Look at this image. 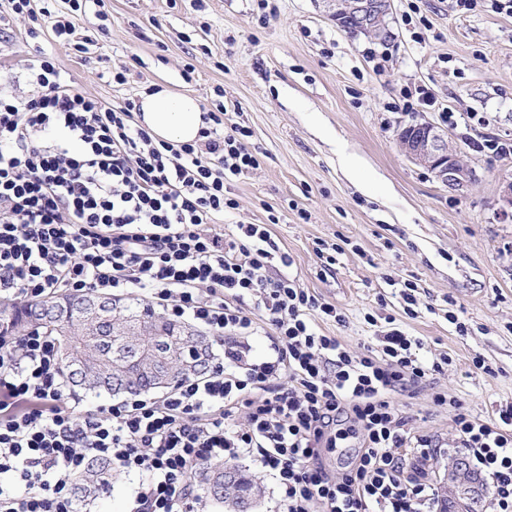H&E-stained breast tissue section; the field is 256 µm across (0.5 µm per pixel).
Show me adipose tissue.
Returning a JSON list of instances; mask_svg holds the SVG:
<instances>
[{
    "instance_id": "adipose-tissue-1",
    "label": "adipose tissue",
    "mask_w": 512,
    "mask_h": 512,
    "mask_svg": "<svg viewBox=\"0 0 512 512\" xmlns=\"http://www.w3.org/2000/svg\"><path fill=\"white\" fill-rule=\"evenodd\" d=\"M140 123L158 140L191 143L203 125V113L195 97L167 89L145 93L140 100Z\"/></svg>"
}]
</instances>
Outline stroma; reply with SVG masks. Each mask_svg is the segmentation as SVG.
Returning a JSON list of instances; mask_svg holds the SVG:
<instances>
[{"instance_id": "stroma-1", "label": "stroma", "mask_w": 512, "mask_h": 512, "mask_svg": "<svg viewBox=\"0 0 512 512\" xmlns=\"http://www.w3.org/2000/svg\"><path fill=\"white\" fill-rule=\"evenodd\" d=\"M68 14L88 60L57 43L51 21L0 16V92L25 101L36 93L25 60L54 56L74 89L119 107L157 84L198 98H222L227 125L247 127L259 168L233 177L239 207L218 216L271 226L292 260L286 272L336 305L345 325L317 321L355 352L374 343L387 317L423 340L426 360L451 357L433 385L417 389L415 431L441 445L425 480L437 486L456 459L453 424L433 406V388L481 417L512 400V213L499 202L512 180V156L491 141L512 143V15L454 0H394V41L352 36L316 0H102ZM35 27L30 39L24 30ZM120 71L123 83L99 78ZM427 87L434 107L403 108V93ZM451 109L452 122L442 111ZM446 125L476 172L464 191L448 190L400 151L396 131L410 117ZM320 241L343 245L329 273ZM416 283V317L407 318L392 281ZM466 325L458 331L448 320ZM484 358L490 373L474 369Z\"/></svg>"}]
</instances>
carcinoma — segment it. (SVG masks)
<instances>
[{"label": "carcinoma", "instance_id": "carcinoma-1", "mask_svg": "<svg viewBox=\"0 0 512 512\" xmlns=\"http://www.w3.org/2000/svg\"><path fill=\"white\" fill-rule=\"evenodd\" d=\"M102 295L90 291L81 295L60 293L40 299L12 301L8 307L0 306V357H12L18 350V339L28 331L39 330L56 342V355L65 386L77 388L85 394L112 396L149 393L156 389L174 388L189 376L201 374L213 352V341L207 336L184 335L186 324L172 322L155 310L130 300L112 299L120 310L112 316V325L87 323L81 320L83 307ZM58 299L68 301L67 310L57 313L49 303ZM66 317L69 326L60 325L58 319ZM150 324L156 332V345L161 351L169 372L157 374L142 370L137 363L142 336L140 327ZM224 463H205L197 468L193 482L206 496L236 512L240 506L238 492H248L251 507H256L262 487L246 469L233 466L238 480L224 485ZM116 473L112 461L92 457L69 477L78 503L86 506L90 501L112 490Z\"/></svg>", "mask_w": 512, "mask_h": 512}]
</instances>
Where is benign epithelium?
Segmentation results:
<instances>
[{"mask_svg": "<svg viewBox=\"0 0 512 512\" xmlns=\"http://www.w3.org/2000/svg\"><path fill=\"white\" fill-rule=\"evenodd\" d=\"M323 11L345 30L364 34L378 42L394 37L390 17L393 0H320ZM397 141L403 154L413 163L428 168L444 186L461 191L475 180L474 170L466 164L458 150L448 140V133L434 123L413 118L398 130ZM109 302L98 301L85 307L84 319L95 324L111 321ZM466 465L457 461L448 470V480L454 483L452 512H472L474 506L466 488L457 483Z\"/></svg>", "mask_w": 512, "mask_h": 512, "instance_id": "1", "label": "benign epithelium"}]
</instances>
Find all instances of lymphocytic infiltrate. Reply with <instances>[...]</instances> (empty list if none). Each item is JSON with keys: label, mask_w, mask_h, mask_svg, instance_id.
Masks as SVG:
<instances>
[{"label": "lymphocytic infiltrate", "mask_w": 512, "mask_h": 512, "mask_svg": "<svg viewBox=\"0 0 512 512\" xmlns=\"http://www.w3.org/2000/svg\"><path fill=\"white\" fill-rule=\"evenodd\" d=\"M25 69L37 95H0V296L147 292L169 318L216 335L223 360L167 394L92 413L62 404L52 338L21 336L19 354L0 361V512H77L67 477L90 455L141 476L129 512H193L195 469L243 458L274 477L281 512H431L436 493L420 474L439 442L414 431L405 399L451 359L422 361L421 339L396 322L360 355L320 333L313 316L345 317L272 275L291 264L270 230L277 216L213 229L238 207L228 181L260 165L248 130L225 126L219 102L195 143L157 142L135 102L74 90L46 55ZM262 316L272 330L256 358L247 342ZM432 402L485 480L484 512H512V401L485 418L439 390ZM345 424L360 441L338 472L325 454Z\"/></svg>", "instance_id": "1"}]
</instances>
